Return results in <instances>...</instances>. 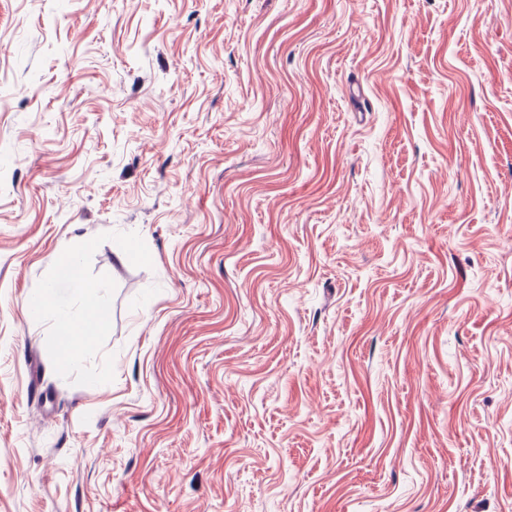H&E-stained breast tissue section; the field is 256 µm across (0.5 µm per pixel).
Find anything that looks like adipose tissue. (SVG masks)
Masks as SVG:
<instances>
[{"instance_id": "adipose-tissue-1", "label": "adipose tissue", "mask_w": 512, "mask_h": 512, "mask_svg": "<svg viewBox=\"0 0 512 512\" xmlns=\"http://www.w3.org/2000/svg\"><path fill=\"white\" fill-rule=\"evenodd\" d=\"M83 313L72 317L68 311L56 312V354L60 361L68 362L81 350L92 344L108 324L98 288L82 283Z\"/></svg>"}]
</instances>
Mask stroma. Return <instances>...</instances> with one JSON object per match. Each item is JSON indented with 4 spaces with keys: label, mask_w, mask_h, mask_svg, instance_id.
<instances>
[{
    "label": "stroma",
    "mask_w": 512,
    "mask_h": 512,
    "mask_svg": "<svg viewBox=\"0 0 512 512\" xmlns=\"http://www.w3.org/2000/svg\"><path fill=\"white\" fill-rule=\"evenodd\" d=\"M0 512H512V0H0ZM56 277L81 284L83 313L73 318L64 309L56 310V354L60 361L69 362L81 350L92 344L108 324L98 288L82 281L76 258L70 253L61 254L56 262Z\"/></svg>",
    "instance_id": "obj_1"
}]
</instances>
